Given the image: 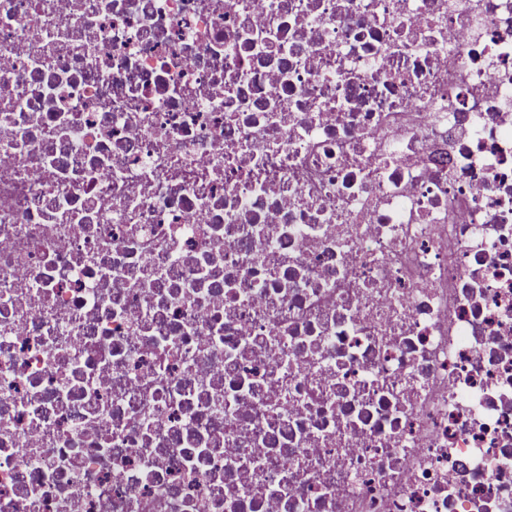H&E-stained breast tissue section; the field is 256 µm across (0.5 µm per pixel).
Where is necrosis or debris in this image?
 <instances>
[{
  "mask_svg": "<svg viewBox=\"0 0 512 512\" xmlns=\"http://www.w3.org/2000/svg\"><path fill=\"white\" fill-rule=\"evenodd\" d=\"M0 512H512V0H0Z\"/></svg>",
  "mask_w": 512,
  "mask_h": 512,
  "instance_id": "4bbe7bcc",
  "label": "necrosis or debris"
}]
</instances>
